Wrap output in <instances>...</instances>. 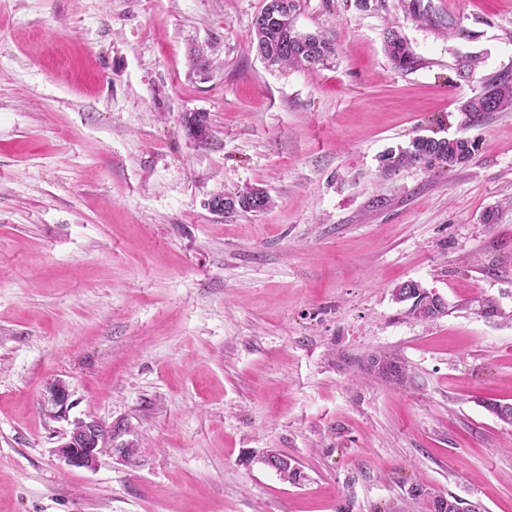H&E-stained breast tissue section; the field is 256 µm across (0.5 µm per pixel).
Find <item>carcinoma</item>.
<instances>
[{
  "label": "carcinoma",
  "instance_id": "obj_1",
  "mask_svg": "<svg viewBox=\"0 0 512 512\" xmlns=\"http://www.w3.org/2000/svg\"><path fill=\"white\" fill-rule=\"evenodd\" d=\"M300 9L301 0H264L262 9L255 16L253 34L256 47L270 65L315 70L325 65L334 55L335 47L330 40L296 28V16ZM386 52L394 66L401 71H408L417 63L408 44L394 32L387 37ZM188 62L196 75L209 77L212 61L204 49L191 50ZM511 107L512 80L503 78L489 84L484 91L463 104L464 124H478L487 114L502 112ZM185 127L195 142L200 145L208 143L210 128L204 113L187 115ZM473 151V143L462 136L440 139L416 136L406 147L388 151L383 156V166L390 170L407 164H422L427 168L443 163L462 164L471 159ZM214 203L215 209L228 217L240 210L264 211L272 206L273 201L264 190L252 188L224 198H216ZM394 293L397 301L412 302L410 313L418 319L431 320L445 311L442 298L417 282H404L394 289ZM376 364L379 372L392 384L404 386L411 382L406 366L397 358L382 356L376 360ZM484 407L500 421L512 425V404L486 401ZM265 458L282 479L293 484L304 479L296 462L287 455L270 450ZM409 494L420 505L421 512H479L474 505L441 493L424 483L411 485Z\"/></svg>",
  "mask_w": 512,
  "mask_h": 512
}]
</instances>
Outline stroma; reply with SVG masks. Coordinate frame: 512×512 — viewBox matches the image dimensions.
I'll use <instances>...</instances> for the list:
<instances>
[{
    "label": "stroma",
    "mask_w": 512,
    "mask_h": 512,
    "mask_svg": "<svg viewBox=\"0 0 512 512\" xmlns=\"http://www.w3.org/2000/svg\"><path fill=\"white\" fill-rule=\"evenodd\" d=\"M262 5L0 0V512H417V481L512 512L484 406L512 403V109L461 112L512 79V0H303L336 47L315 70L251 48ZM419 135L475 151L383 169ZM253 187L269 209L211 210ZM406 281L445 314H410ZM58 379L66 421L41 409ZM87 418L107 450L74 469L55 449ZM386 52L394 66L400 71H408L417 63L416 57L408 44L394 31L389 33L386 41ZM185 127L188 135L199 145H205L210 138V128L207 117L202 112L186 115ZM393 292L399 302L412 301L410 313L418 319L431 320L441 316L445 311V303L442 298L423 288L417 282H404ZM379 372L394 385L405 386L411 383V376L406 366L395 357L382 356L376 360ZM265 458L283 480L296 484L304 479L302 471L288 455L270 450L266 453Z\"/></svg>",
    "instance_id": "35a3bbf8"
}]
</instances>
